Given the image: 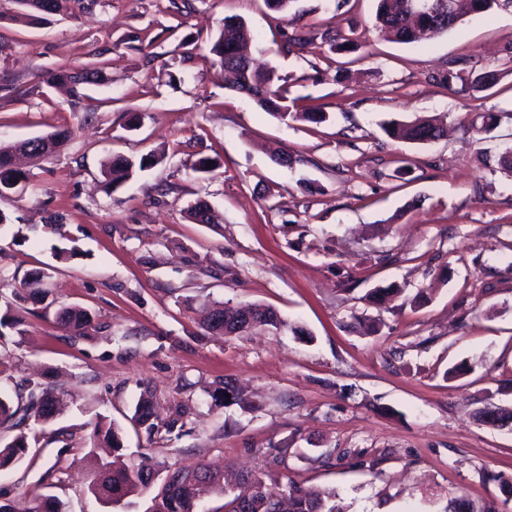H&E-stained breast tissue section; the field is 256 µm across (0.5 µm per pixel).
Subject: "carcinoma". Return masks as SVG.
Segmentation results:
<instances>
[{"instance_id": "1", "label": "carcinoma", "mask_w": 512, "mask_h": 512, "mask_svg": "<svg viewBox=\"0 0 512 512\" xmlns=\"http://www.w3.org/2000/svg\"><path fill=\"white\" fill-rule=\"evenodd\" d=\"M42 9L32 7L14 15L16 22H31L39 19L41 14H54L60 11L67 0H44ZM442 4V11L434 18L410 12L409 0H377L376 23L383 31L389 33L400 43H415L430 36H437L457 26L467 14L484 13L504 2L512 0H436ZM250 38V32L244 20L240 19L231 30L230 37H224L219 31L208 47L213 64L224 73V82L233 86L245 78L249 82L252 100L262 110L281 121H308L320 123L326 115L321 108L309 105L302 110L286 104V98L280 94L277 83L282 77L274 67L260 69L251 67L248 72L241 68V58L232 55L234 48L244 45ZM459 61L449 63L448 69L435 78L443 86L460 82L482 91L494 85L498 79L495 69L481 72L467 71L458 67ZM106 64L95 63L79 70L60 68L44 75V82L51 86L69 83L77 88L81 84L99 83L106 79ZM385 133L392 139L413 143H425L442 135V130L425 120L403 122L386 121L382 125ZM41 156L38 138H29L11 145H0V181L10 179L22 180L25 173L14 169L16 154ZM163 160L162 155L150 153L134 161L124 156L114 157L105 167V185L115 190L130 180L136 172L145 171ZM190 218L197 224H214L215 217L210 215L208 204L197 202L191 207ZM47 274L35 272L27 276L20 285V292L36 295L42 292ZM253 323H245L241 309L221 307L220 314L224 323L239 327L240 332L248 333L259 327L279 328L283 325L277 312L263 305L249 307ZM58 321L61 327L74 336H84L91 326V315L78 306L63 305L59 308ZM25 403L16 408L10 401L0 397V428L19 429L31 420L45 425L52 422L59 414L58 399L54 389L39 380H30L25 387ZM153 415L152 401L148 397L138 400L134 420L143 425ZM121 428L105 417L98 418L90 434L91 447L105 444L112 448L113 455L98 459L94 477L90 483L91 492L106 507L123 504L128 490L132 487L148 489L159 477L150 458L139 462L122 461ZM27 435L23 432L0 448V467H7L20 462L28 453ZM197 469H177L167 473L161 489V502L156 512H198V506L207 497L206 489L199 485L196 478ZM220 492L226 496L223 512H347L336 492L317 488H303L288 484V508H283L281 499L265 490L263 477L258 475L241 476L224 479V488ZM30 512H68L67 504L49 496L34 499Z\"/></svg>"}]
</instances>
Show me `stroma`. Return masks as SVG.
Here are the masks:
<instances>
[{"instance_id":"35a3bbf8","label":"stroma","mask_w":512,"mask_h":512,"mask_svg":"<svg viewBox=\"0 0 512 512\" xmlns=\"http://www.w3.org/2000/svg\"><path fill=\"white\" fill-rule=\"evenodd\" d=\"M376 0H68L28 25L0 0V144L68 129L0 198V389L54 386L66 408L25 428L28 456L0 471V505L40 494L105 512L84 457L97 416L124 458L201 465L336 490L349 512H444L458 498L512 512V6L421 43L375 28ZM244 19L285 96L315 98L320 124L281 121L224 84L207 58L225 17ZM365 45L337 51V33ZM309 32L304 50L286 36ZM494 69L461 91L449 61ZM102 62L77 94L43 73ZM496 126L476 134L478 113ZM435 119L445 136L389 138L382 121ZM164 154L117 190L114 156ZM289 156L286 164L277 163ZM203 156L221 166L193 173ZM205 201L223 218L196 224ZM47 275L39 300L20 280ZM394 290L383 304L370 295ZM275 309L285 328L207 332L214 303ZM86 309L91 335L56 326ZM154 430L133 424L140 396ZM460 60H454L449 63L448 69L434 80L443 85L450 86L454 83L460 82L464 85H469L471 88L482 91L485 88L491 87L498 79L497 70L484 69L481 72L475 73L472 69L466 71L464 68L457 69Z\"/></svg>"}]
</instances>
